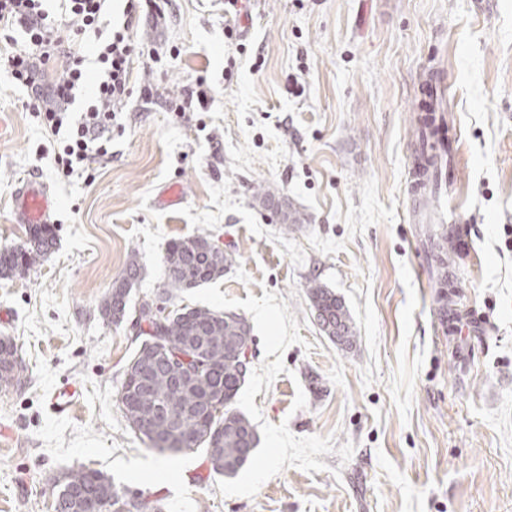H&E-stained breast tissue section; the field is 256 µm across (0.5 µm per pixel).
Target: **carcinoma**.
<instances>
[{"instance_id":"obj_1","label":"carcinoma","mask_w":512,"mask_h":512,"mask_svg":"<svg viewBox=\"0 0 512 512\" xmlns=\"http://www.w3.org/2000/svg\"><path fill=\"white\" fill-rule=\"evenodd\" d=\"M53 228L45 224L27 243L0 251V275L26 271L37 265L54 245ZM229 258L204 235L175 239L163 257V280L168 298L184 292L179 271H187L196 286L224 276ZM141 268L130 261L101 306L102 317L122 322L116 312L126 310L130 288ZM320 327L332 329L331 340L350 344L355 326L343 302L319 284L308 288ZM139 344L129 358L118 406L132 431L161 455L204 450L213 473L233 477L252 458L259 444L250 420L234 407L248 371L231 352L245 350L252 341L251 326L236 313L205 307L159 308L136 322ZM24 367L16 359L12 341L0 339V384L22 385ZM223 397L221 411H210L211 401ZM55 506L63 512H162L157 501L120 487L100 470L71 468L50 478Z\"/></svg>"}]
</instances>
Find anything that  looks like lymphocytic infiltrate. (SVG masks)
I'll return each instance as SVG.
<instances>
[{
  "label": "lymphocytic infiltrate",
  "mask_w": 512,
  "mask_h": 512,
  "mask_svg": "<svg viewBox=\"0 0 512 512\" xmlns=\"http://www.w3.org/2000/svg\"><path fill=\"white\" fill-rule=\"evenodd\" d=\"M61 13L45 0H0V71L24 87L27 106L59 146L66 177L110 158V131L131 98L132 37L141 14L128 0L119 28L103 25L110 0H62Z\"/></svg>",
  "instance_id": "lymphocytic-infiltrate-1"
}]
</instances>
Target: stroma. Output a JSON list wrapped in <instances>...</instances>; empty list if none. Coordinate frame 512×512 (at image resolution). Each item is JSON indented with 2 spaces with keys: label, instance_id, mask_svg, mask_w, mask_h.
<instances>
[{
  "label": "stroma",
  "instance_id": "obj_1",
  "mask_svg": "<svg viewBox=\"0 0 512 512\" xmlns=\"http://www.w3.org/2000/svg\"><path fill=\"white\" fill-rule=\"evenodd\" d=\"M139 26L133 96L112 158L58 174L53 137L0 73V250L23 245L12 195L45 183L55 245L0 276V338L26 371L0 386V512H54L52 474L101 470L163 512H512V0H158ZM443 82L453 160L441 199L471 250L453 255V299L486 320L449 335L435 316L406 188L423 87ZM204 87L208 100L177 106ZM182 198L161 207L169 185ZM298 212L281 223L257 196ZM208 235L223 277L167 299L168 243ZM146 301L204 306L251 325L235 407L259 445L234 477L203 452L160 458L116 402L131 320L99 308L129 259ZM345 303L353 346L316 319L310 282ZM81 395L71 415L50 391ZM163 481H156V474ZM78 396L77 388L55 389L47 397L48 411L58 417L67 416L72 411Z\"/></svg>",
  "mask_w": 512,
  "mask_h": 512
}]
</instances>
